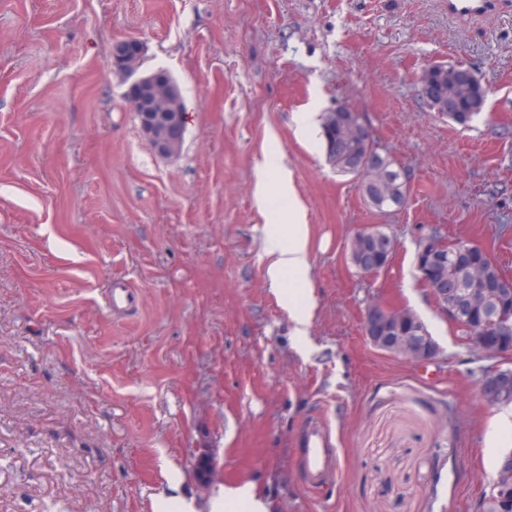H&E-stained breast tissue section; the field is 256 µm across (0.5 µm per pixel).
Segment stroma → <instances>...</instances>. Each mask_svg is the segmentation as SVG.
<instances>
[{"label": "stroma", "mask_w": 512, "mask_h": 512, "mask_svg": "<svg viewBox=\"0 0 512 512\" xmlns=\"http://www.w3.org/2000/svg\"><path fill=\"white\" fill-rule=\"evenodd\" d=\"M134 37L188 112L178 156L142 134L113 64ZM478 67L462 127L418 92L430 62ZM359 112L403 173L384 211L337 174L299 112ZM287 171L310 228L304 340L266 277L258 168ZM396 249L350 262L359 230ZM483 246L512 278V0H0V512H212L251 487L266 512H477L502 451L480 396L492 367L420 282L421 237ZM137 292L112 315L113 281ZM374 300L412 309L439 352L395 357L363 332ZM339 470L306 489L303 426ZM214 452L198 484L197 449ZM359 231L355 236H353L350 247L349 254H353L359 258L360 266L364 269V273L370 275H376L384 268H386L393 257L394 254V246L392 243V238L387 235V233L383 232L380 229L375 230L376 234L380 239H384L386 243L390 245L387 247L383 260L375 259L372 253L368 250L367 247V237L371 233L370 231Z\"/></svg>", "instance_id": "1"}]
</instances>
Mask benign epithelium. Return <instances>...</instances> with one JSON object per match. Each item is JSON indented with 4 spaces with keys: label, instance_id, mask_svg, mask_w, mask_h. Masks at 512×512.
I'll list each match as a JSON object with an SVG mask.
<instances>
[{
    "label": "benign epithelium",
    "instance_id": "1",
    "mask_svg": "<svg viewBox=\"0 0 512 512\" xmlns=\"http://www.w3.org/2000/svg\"><path fill=\"white\" fill-rule=\"evenodd\" d=\"M142 52L138 40L128 38L117 42L113 48V60L118 70L134 72L141 67ZM448 78V84L456 86L475 85L484 88V81L477 76V70L471 66H443L436 62L428 64L421 73L419 93L423 100H433L439 87V81ZM180 87L167 77L153 73L130 83L124 97L132 111L137 113L140 129L149 139L156 153L174 157L178 155L185 133L187 113L166 111L169 101L180 98ZM369 232L364 231L353 236L349 252L359 258L364 273L376 275L386 268L393 257L394 246L387 247L384 258L373 257L367 247ZM448 239L444 236L433 238L428 234L420 241L416 254L417 269L421 274L424 287L439 309L451 321L460 316L478 312L490 317L498 316L502 307L512 296V279L508 286L482 288L478 295L458 288L448 287V280L440 272L448 266ZM364 335L370 343L391 355L412 361L433 359L438 347L431 336L419 325L418 316L405 307H393L380 301L370 302L363 317ZM480 354L493 358L502 354L498 346L488 338L477 336L472 343ZM481 397L489 404H498L512 400V368L495 367L481 379L479 385ZM214 464V455L210 448L197 450L195 473L200 484L208 482L210 470Z\"/></svg>",
    "mask_w": 512,
    "mask_h": 512
}]
</instances>
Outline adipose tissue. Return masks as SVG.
Wrapping results in <instances>:
<instances>
[{
    "instance_id": "adipose-tissue-1",
    "label": "adipose tissue",
    "mask_w": 512,
    "mask_h": 512,
    "mask_svg": "<svg viewBox=\"0 0 512 512\" xmlns=\"http://www.w3.org/2000/svg\"><path fill=\"white\" fill-rule=\"evenodd\" d=\"M288 216L287 228L276 224L267 227L266 274L271 286L280 289L282 301L295 323V332L302 337L311 318L310 299L302 292L283 291L282 285L288 276L303 284L309 281V227L300 204H293Z\"/></svg>"
}]
</instances>
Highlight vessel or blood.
<instances>
[{
  "label": "vessel or blood",
  "instance_id": "vessel-or-blood-1",
  "mask_svg": "<svg viewBox=\"0 0 512 512\" xmlns=\"http://www.w3.org/2000/svg\"><path fill=\"white\" fill-rule=\"evenodd\" d=\"M297 458L308 488H319L338 467L332 436L324 424L308 423L297 440Z\"/></svg>",
  "mask_w": 512,
  "mask_h": 512
}]
</instances>
